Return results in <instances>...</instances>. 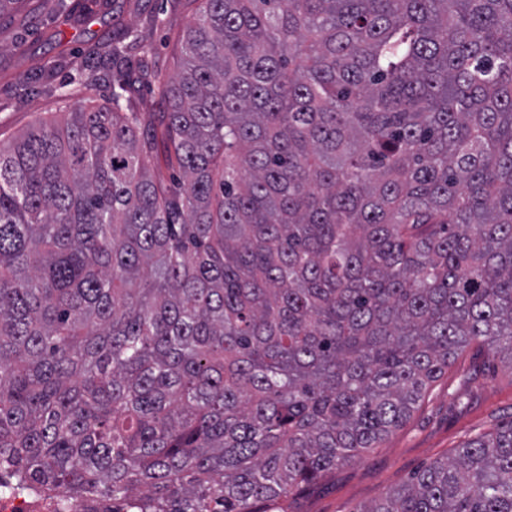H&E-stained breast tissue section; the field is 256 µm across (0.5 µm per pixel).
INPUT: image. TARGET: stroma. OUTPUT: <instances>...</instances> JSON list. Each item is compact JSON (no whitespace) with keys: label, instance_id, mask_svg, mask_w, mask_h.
Segmentation results:
<instances>
[{"label":"stroma","instance_id":"obj_1","mask_svg":"<svg viewBox=\"0 0 512 512\" xmlns=\"http://www.w3.org/2000/svg\"><path fill=\"white\" fill-rule=\"evenodd\" d=\"M197 0H44L27 24L0 22V144L68 106L36 85L67 84L73 61L119 33L139 35L148 70L132 69L120 106L163 111V84L180 69V40ZM512 422V359L473 344L432 383L400 427L358 460L314 484L269 502L267 512H359L418 471L453 456L477 436Z\"/></svg>","mask_w":512,"mask_h":512}]
</instances>
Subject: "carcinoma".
Instances as JSON below:
<instances>
[{"label": "carcinoma", "instance_id": "1", "mask_svg": "<svg viewBox=\"0 0 512 512\" xmlns=\"http://www.w3.org/2000/svg\"><path fill=\"white\" fill-rule=\"evenodd\" d=\"M121 39L115 102L149 67ZM180 53L166 111L0 145V472L264 512L458 351L512 361V0H202ZM359 512H512V421Z\"/></svg>", "mask_w": 512, "mask_h": 512}]
</instances>
